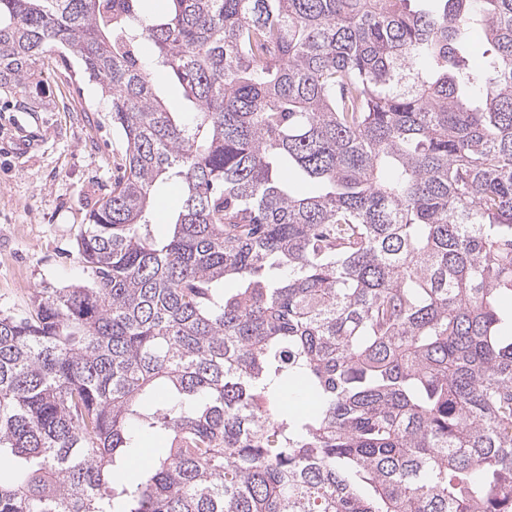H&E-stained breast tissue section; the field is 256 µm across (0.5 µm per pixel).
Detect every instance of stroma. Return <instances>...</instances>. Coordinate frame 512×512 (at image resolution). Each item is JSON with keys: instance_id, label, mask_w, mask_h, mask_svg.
I'll use <instances>...</instances> for the list:
<instances>
[{"instance_id": "stroma-1", "label": "stroma", "mask_w": 512, "mask_h": 512, "mask_svg": "<svg viewBox=\"0 0 512 512\" xmlns=\"http://www.w3.org/2000/svg\"><path fill=\"white\" fill-rule=\"evenodd\" d=\"M38 111L0 94V309L28 314L35 288L89 282L77 239L120 175L123 146L98 84L46 53Z\"/></svg>"}]
</instances>
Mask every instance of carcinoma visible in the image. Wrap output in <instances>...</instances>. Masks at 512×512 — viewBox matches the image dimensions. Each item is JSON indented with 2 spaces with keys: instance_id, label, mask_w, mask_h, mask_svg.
I'll use <instances>...</instances> for the list:
<instances>
[{
  "instance_id": "1",
  "label": "carcinoma",
  "mask_w": 512,
  "mask_h": 512,
  "mask_svg": "<svg viewBox=\"0 0 512 512\" xmlns=\"http://www.w3.org/2000/svg\"><path fill=\"white\" fill-rule=\"evenodd\" d=\"M53 48L125 161L0 310V512H512V0H0V91ZM155 198L159 206V211L156 216L155 230L157 233L162 234L166 229V221L168 213L174 209L179 203V197L174 189H171L168 184L158 183L155 187Z\"/></svg>"
}]
</instances>
